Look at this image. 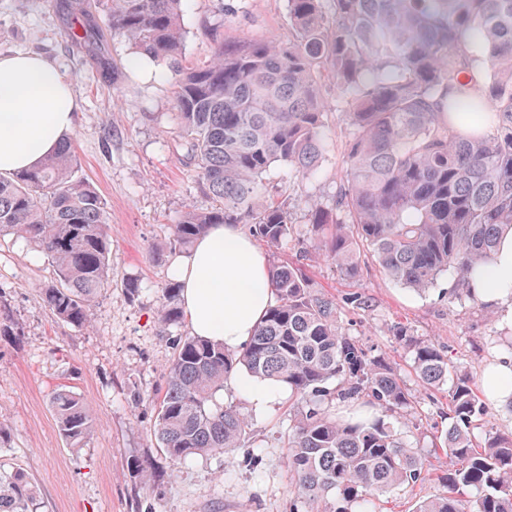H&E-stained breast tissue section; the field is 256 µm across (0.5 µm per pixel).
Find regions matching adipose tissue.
<instances>
[{
	"instance_id": "adipose-tissue-1",
	"label": "adipose tissue",
	"mask_w": 512,
	"mask_h": 512,
	"mask_svg": "<svg viewBox=\"0 0 512 512\" xmlns=\"http://www.w3.org/2000/svg\"><path fill=\"white\" fill-rule=\"evenodd\" d=\"M78 101L61 71L44 58L0 56V174L36 167L73 132ZM490 282L476 294L495 306L512 303V232L504 234L489 268ZM176 278L192 334L234 352L247 343L274 303L269 265L253 238L238 224H215L178 261ZM255 413L279 405L286 384L248 373L234 380Z\"/></svg>"
}]
</instances>
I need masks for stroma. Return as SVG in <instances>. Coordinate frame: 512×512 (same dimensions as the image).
Wrapping results in <instances>:
<instances>
[{
	"instance_id": "obj_1",
	"label": "stroma",
	"mask_w": 512,
	"mask_h": 512,
	"mask_svg": "<svg viewBox=\"0 0 512 512\" xmlns=\"http://www.w3.org/2000/svg\"><path fill=\"white\" fill-rule=\"evenodd\" d=\"M183 27L182 64L197 66L210 59L215 30L228 42L287 40V0H185ZM18 51L40 55L73 81L80 103L73 144L80 176L108 205L111 284L89 326L73 327L38 299L39 288L55 278L51 262L23 238L0 239V300L24 331L18 339L0 336V423L10 434L0 448V470L19 467L28 474L38 512H292L282 446L285 405L251 416L243 447L229 454L174 461L153 435L170 341L190 328L185 321L160 325L171 264L150 261L148 251L167 244L186 207L210 205L176 149L175 73L159 61L141 72L131 46L112 38L106 52L120 77L105 78L74 45L55 0H0V54ZM326 100L328 152L319 174L298 183L292 236L278 253L283 260L295 259L310 241L307 198L327 200L340 173L345 124L336 90ZM310 273L329 295L341 299L357 291L367 298V308L348 317L402 372H409L411 360L389 334L398 323L449 350L477 383L486 364L504 358L498 340L512 333V313L457 295L448 276L417 293L372 261L356 283L324 260L313 262ZM130 278L141 283L132 298L124 288ZM61 388L90 404L94 433L84 448L69 447L60 434L51 397ZM138 395L144 403H135ZM134 457L151 460L152 468L132 472L127 462Z\"/></svg>"
}]
</instances>
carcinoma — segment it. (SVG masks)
I'll use <instances>...</instances> for the list:
<instances>
[{
    "instance_id": "1",
    "label": "carcinoma",
    "mask_w": 512,
    "mask_h": 512,
    "mask_svg": "<svg viewBox=\"0 0 512 512\" xmlns=\"http://www.w3.org/2000/svg\"><path fill=\"white\" fill-rule=\"evenodd\" d=\"M286 42H226L213 32L210 61L178 70L173 102L177 148L211 199L173 225L166 253L192 246L212 224H247L276 253L290 237L292 194L261 196L279 162L288 178L321 166L326 148L325 82L338 91L346 124L342 169L332 202L306 200L314 257L336 261L360 280L371 256L393 280L421 292L446 274L472 301L499 235L512 231V0H287ZM73 40L112 69L106 35L136 52L178 65L182 0H112L101 17L89 0H62ZM64 141L40 166L0 176V237L16 235L51 260L56 278L39 301L59 320L84 328L110 278L107 202L79 177ZM276 300L236 352L198 336L173 341L153 435L170 459L229 453L250 423L217 401L245 369L288 385L285 435L290 492L305 512H370V496L413 487L432 473L404 431L416 396L386 353L344 323L365 309L353 292L341 303L318 289L308 266L270 263ZM180 285L163 289L157 319L183 317ZM390 333L413 353L411 376L426 389L450 384L448 423L420 433L422 447L448 458L442 493L414 512H512V432L480 440L474 422L483 395L448 351ZM21 330L0 301V336ZM61 435L82 448L94 432L88 402L70 390L52 396ZM26 473H0V512H33Z\"/></svg>"
}]
</instances>
